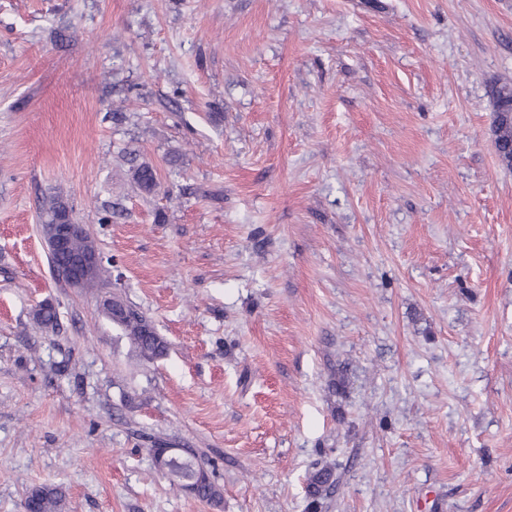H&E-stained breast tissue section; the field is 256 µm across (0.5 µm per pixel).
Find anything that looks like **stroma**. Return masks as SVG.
<instances>
[{"label": "stroma", "instance_id": "stroma-1", "mask_svg": "<svg viewBox=\"0 0 512 512\" xmlns=\"http://www.w3.org/2000/svg\"><path fill=\"white\" fill-rule=\"evenodd\" d=\"M504 82L512 0H0V512L42 485L64 512H309L322 466L319 512H512ZM58 187L103 287L52 275ZM492 137L503 164L512 168V85H497L492 92ZM128 172L136 190L145 194H154L160 188V175L158 169L146 161H139L136 156H127ZM125 303L116 299L111 306L103 304L107 317L120 328L143 361L153 362L163 357L167 351L164 339L141 311ZM113 306L115 313L112 315ZM191 467L193 484H196L192 493L197 499L207 503H219L222 499L220 488L210 479L207 470L201 463L186 459ZM336 487V478L331 468L322 467L312 471L306 482V495L310 508L317 510L322 500L328 497Z\"/></svg>", "mask_w": 512, "mask_h": 512}]
</instances>
